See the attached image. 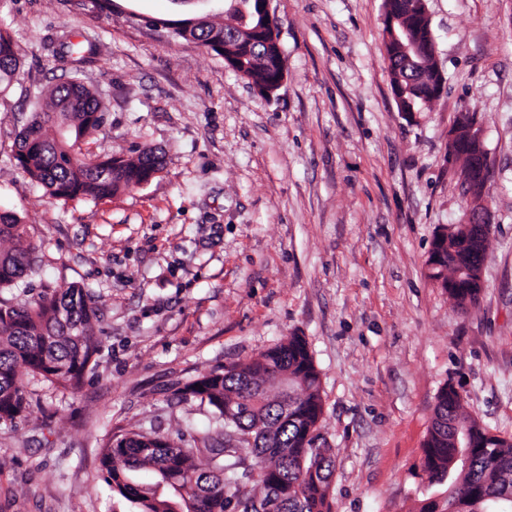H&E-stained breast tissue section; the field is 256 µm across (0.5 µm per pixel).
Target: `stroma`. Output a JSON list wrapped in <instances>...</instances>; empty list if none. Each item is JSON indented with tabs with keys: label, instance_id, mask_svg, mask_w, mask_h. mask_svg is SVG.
I'll list each match as a JSON object with an SVG mask.
<instances>
[{
	"label": "stroma",
	"instance_id": "1",
	"mask_svg": "<svg viewBox=\"0 0 512 512\" xmlns=\"http://www.w3.org/2000/svg\"><path fill=\"white\" fill-rule=\"evenodd\" d=\"M223 0H0L20 71L0 93V211L17 212L35 270L0 299L91 288L100 363L64 393L0 423V512H130L104 481L108 437L175 440L209 429L181 399L198 375L305 336L321 373L333 512H417L442 499L421 468L435 397L512 436V0H426L445 92L399 112L383 48L384 0H272L286 59L261 97L222 56L158 20ZM92 45L73 71L53 51ZM96 90L91 158L145 147L165 167L112 198L58 200L14 159L15 138L56 84ZM482 127L491 234L476 305L427 276L436 232L467 200L448 161L458 113Z\"/></svg>",
	"mask_w": 512,
	"mask_h": 512
}]
</instances>
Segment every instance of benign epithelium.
Here are the masks:
<instances>
[{"mask_svg":"<svg viewBox=\"0 0 512 512\" xmlns=\"http://www.w3.org/2000/svg\"><path fill=\"white\" fill-rule=\"evenodd\" d=\"M448 160L462 162L459 180L464 194L470 200L467 210L468 224L491 223L490 209L486 199L488 163L481 132L468 121L453 127L448 138ZM448 247V230H441L434 238L428 261L436 266L443 258V249Z\"/></svg>","mask_w":512,"mask_h":512,"instance_id":"7a95c632","label":"benign epithelium"}]
</instances>
